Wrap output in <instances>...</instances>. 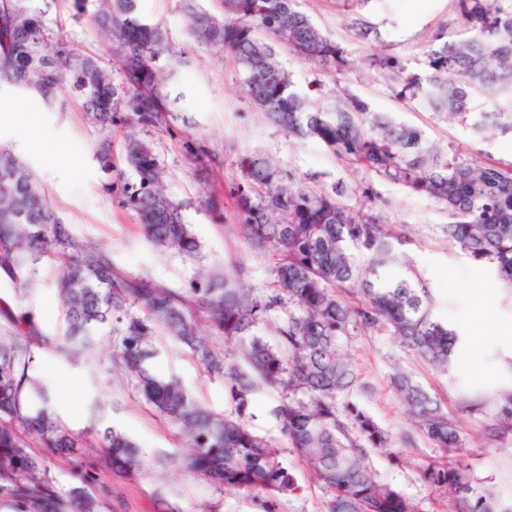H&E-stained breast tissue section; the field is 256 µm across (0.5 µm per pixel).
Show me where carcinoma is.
I'll list each match as a JSON object with an SVG mask.
<instances>
[{
	"instance_id": "carcinoma-1",
	"label": "carcinoma",
	"mask_w": 512,
	"mask_h": 512,
	"mask_svg": "<svg viewBox=\"0 0 512 512\" xmlns=\"http://www.w3.org/2000/svg\"><path fill=\"white\" fill-rule=\"evenodd\" d=\"M31 0H0V87L7 85L57 105L55 91L68 84L83 99L88 119L102 129L122 125L170 132L171 111L160 86L172 76L162 57L167 32L140 13V0H102L95 26L112 42L116 71L68 41L54 36ZM224 16L185 0L187 31L194 42L228 54L249 102L281 130L312 138L349 169L402 185L409 193L441 202L448 211V241L493 277L512 288V166L470 162L459 151L441 152L421 130L372 111L344 93L327 105H312L277 60L285 45L298 56L342 71L347 53L296 9V0H222ZM467 37L451 42L430 37L426 75L407 74L392 57L372 65L387 72L399 94L417 100L440 118L456 117L482 139L512 136V10L497 0H457ZM119 79H114V74ZM482 98L491 111L473 108ZM124 165L136 179L117 173L123 204L145 239L188 260L200 245L184 222L182 205L163 187L164 165L153 142L127 135ZM243 182L236 207L251 244L269 255L273 288L259 292L233 274L199 279L180 292L117 270L108 252L79 242L51 205L33 174L0 148V274L32 291L39 259H64L58 282L65 317L61 334L45 331L35 315L20 310L0 328V508L9 512H102L105 496L88 491L93 474L81 469L68 489L50 473L48 456H68L84 447L33 376L35 353L50 351L75 362L93 360L91 337L104 335L135 396L175 426L189 442L181 458L189 471L216 490H260L269 497L301 490L280 461L291 448L326 493L323 512H418L416 504L378 481L369 449L395 446L392 434L360 405L338 408L339 395L357 387L340 338L360 326L384 329L421 359L448 366L458 337L432 314L422 279L396 277L392 269L408 240L380 215L338 201L343 187L313 191L263 156L240 160ZM360 283L362 298L342 293ZM207 321L216 346L200 332ZM166 336L203 370L224 379L229 414L209 411L175 379L152 370L155 340ZM264 384L280 390L271 409L281 438L250 428L251 396ZM392 384L419 434L445 453L439 464L419 468L421 480L454 494L449 512H512L499 509L496 494L476 490L458 458L463 437L431 396L403 372ZM512 435V389L500 395L486 438ZM35 440L44 452L30 444ZM94 446L112 469L135 474L144 466L137 445L110 427L95 432Z\"/></svg>"
}]
</instances>
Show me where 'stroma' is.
<instances>
[{
	"instance_id": "stroma-1",
	"label": "stroma",
	"mask_w": 512,
	"mask_h": 512,
	"mask_svg": "<svg viewBox=\"0 0 512 512\" xmlns=\"http://www.w3.org/2000/svg\"><path fill=\"white\" fill-rule=\"evenodd\" d=\"M141 5L146 16L165 27L171 55L185 53L190 59L189 64L177 66L175 77L163 87L172 108L169 122L174 133L154 135L153 141L167 171L166 193L184 205L186 222L200 241L199 258L190 261L174 252L163 253L146 241L114 186V174L95 156L102 131L87 123L80 100L68 97L66 91L58 93L67 102L60 112L46 107L38 97L0 90V146L8 147L31 170L73 236L105 248L123 271L180 291L211 270L229 271L239 265L254 288H270L271 265L250 246L235 209L240 159L251 154L268 156L298 184L312 190L365 181L369 175L349 171L319 143L290 137L268 122L246 99L227 55L189 47L181 0H141ZM34 6L56 36L111 65L109 41L91 22L97 0H87L81 13L75 11L73 0H35ZM296 6L339 43L351 61L348 70L338 73L278 47V59L298 88L317 85L325 95H355L371 110L420 129L429 143L454 148L464 159L512 163V137L479 140L458 119L434 118L418 101L401 97L398 86L371 64L373 57L393 56L407 72H422L433 32L444 31L451 41L465 36L454 0H297ZM186 136L205 145L208 155L200 164L186 160L181 146ZM377 191V201L353 196L348 203L372 208L385 223L407 234L410 243L405 253L431 291L434 316L455 330L460 343L448 366L441 368L407 351L388 331L352 330L342 345L354 361L359 380L370 383L373 393L366 397L354 389L338 402L360 404L394 436L410 435V446L371 450L372 472L414 502L419 512H448L451 490L427 485L416 470L420 462L441 459L442 451L416 433L391 385L393 373L404 371L436 396L460 427L459 456L475 488H495L500 504H511L512 436L487 441L484 431L490 416L460 412L458 405L465 395L492 401L500 389L512 386V290L496 283L485 266L448 242L442 232L448 213L441 203L408 194L391 182L379 184ZM61 275L58 262L42 260L36 292L24 301L18 299L14 284L1 278L0 309L30 308L47 331H55L62 321L57 290ZM95 342L100 364L67 362L40 351L33 374L48 386L56 413L71 431L82 435L91 427H113L136 443L146 466L131 477L102 467L99 454L87 450L70 458L50 459L51 473L60 486H71L72 472L80 465L97 472L109 488L106 512H163L167 503L179 512H200L206 506L211 512H261L254 494L216 491L203 478L176 465L155 467L157 457L180 456L187 452L188 443L176 427L131 395L124 374L112 366L108 338L99 335ZM156 347L152 366L157 374L178 378L213 412L230 410L222 379L209 377L169 338H159ZM282 460L301 491L277 499L275 512H321L325 494L307 464L289 451Z\"/></svg>"
}]
</instances>
